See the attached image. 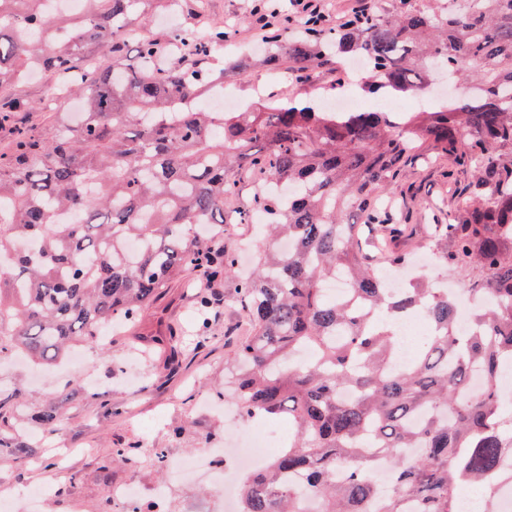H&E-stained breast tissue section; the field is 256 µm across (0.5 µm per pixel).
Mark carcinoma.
<instances>
[{
	"label": "carcinoma",
	"instance_id": "cac0c4a2",
	"mask_svg": "<svg viewBox=\"0 0 512 512\" xmlns=\"http://www.w3.org/2000/svg\"><path fill=\"white\" fill-rule=\"evenodd\" d=\"M41 0H0V92L39 58L58 90L84 112L51 135L18 123L0 106L9 135L0 150V360L37 366L95 343L110 324L136 320L188 273L236 274L224 247L229 174L246 162L282 195L252 193L235 213L248 224L266 215L270 246L236 294L252 326L224 377V390L249 423L288 419V447L246 476L238 512H458L457 487L484 485L512 460V407L501 369L512 364V0H461L448 12L408 9L318 26L287 46L271 37L264 62L292 65L313 80L325 57L363 56L370 84L403 96L424 90L437 60L471 84L455 105L407 118L381 108L330 112L293 100L251 112L205 110L224 69L202 64L230 33L200 39L170 33L137 39L138 60L120 58L142 0H86L81 16L46 15ZM102 53L108 61L86 65ZM448 160L449 178L470 181L433 225L426 245L448 274L472 277L483 306L473 330L446 288L416 277L388 290L363 247V227L386 235L376 260L409 264L390 223L386 186L414 161ZM288 239V252L278 243ZM137 244L127 257L124 247ZM341 273L348 294L328 297ZM423 311L431 326L421 351L393 368V324ZM311 351L305 362L298 352ZM483 383L473 385L474 373ZM68 393L35 415L44 439L62 425ZM29 418L22 390L0 389V462L32 456L19 435ZM386 457L394 480L377 495L373 470Z\"/></svg>",
	"mask_w": 512,
	"mask_h": 512
}]
</instances>
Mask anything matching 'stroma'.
<instances>
[{"instance_id":"35a3bbf8","label":"stroma","mask_w":512,"mask_h":512,"mask_svg":"<svg viewBox=\"0 0 512 512\" xmlns=\"http://www.w3.org/2000/svg\"><path fill=\"white\" fill-rule=\"evenodd\" d=\"M178 2V7L170 9L158 5L157 0H145L134 13L132 24L137 27L142 19H150L155 35L175 26L191 28L203 36L219 23L231 31L230 41L214 57L215 63L225 68L230 111L244 112L261 102L291 97L322 106L335 99L338 83L347 79L353 81L351 93L361 107L374 104V97L356 86V72L344 61L321 68L311 82L285 73L270 77L256 62L266 41L253 26V0ZM443 171L439 164H417L408 169L401 184L386 192L397 214H410L424 235L430 231L434 207L455 189ZM235 287L232 277L211 283V292L220 294L224 305L214 312L207 335H200L191 293L180 281L144 312L131 333L113 337L111 352L83 344L87 363L82 369L64 360L44 374L42 383L26 385L32 410H39L55 389L68 390L70 406L61 432L38 443L33 458L0 464V496L50 481L64 488L65 494L49 501L43 512H65L63 504L68 497L81 499L85 512H99L115 484L136 480L150 486L168 481L170 463L207 443L223 447L230 435L229 421L223 411L204 409L201 402L207 397L223 400L224 366L238 341L249 333ZM171 327L188 346L181 367L174 371L167 369V348L158 342ZM97 392L110 400L111 411H104L94 400ZM130 444L162 449L165 467L154 468L148 461L133 469L113 462L114 449ZM57 448L78 451L62 472L51 467Z\"/></svg>"}]
</instances>
